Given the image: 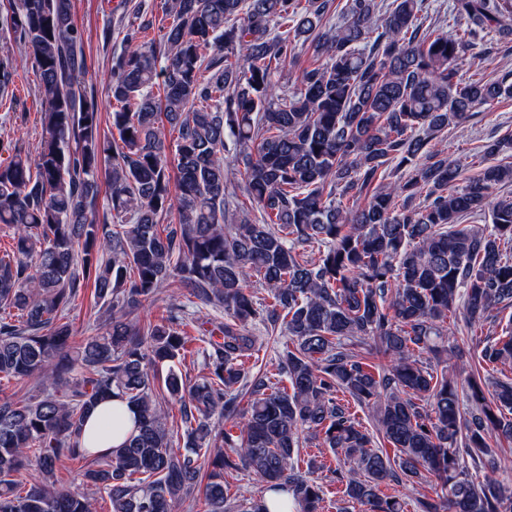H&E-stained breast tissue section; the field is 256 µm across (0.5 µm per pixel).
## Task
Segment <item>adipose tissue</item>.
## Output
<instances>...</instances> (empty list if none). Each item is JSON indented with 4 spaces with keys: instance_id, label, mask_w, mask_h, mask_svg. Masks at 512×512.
Listing matches in <instances>:
<instances>
[{
    "instance_id": "obj_1",
    "label": "adipose tissue",
    "mask_w": 512,
    "mask_h": 512,
    "mask_svg": "<svg viewBox=\"0 0 512 512\" xmlns=\"http://www.w3.org/2000/svg\"><path fill=\"white\" fill-rule=\"evenodd\" d=\"M133 411L120 399H110L97 407L86 421L82 442L95 454L122 445L134 429Z\"/></svg>"
}]
</instances>
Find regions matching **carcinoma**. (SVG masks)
<instances>
[{
	"instance_id": "carcinoma-1",
	"label": "carcinoma",
	"mask_w": 512,
	"mask_h": 512,
	"mask_svg": "<svg viewBox=\"0 0 512 512\" xmlns=\"http://www.w3.org/2000/svg\"><path fill=\"white\" fill-rule=\"evenodd\" d=\"M332 6L170 0L156 28L135 11L112 57L107 132L73 0H0V30L28 51L42 104L37 154L13 148L0 162V224L12 230L0 382L14 388L0 387V512H95L98 495L110 512H174L195 495L203 512H270L265 494L280 489L290 503L275 508L322 512L323 485L300 469L303 432L351 463L335 481L367 512H404L381 487L427 474L444 493L421 495L416 512H512L490 444L512 443V379L494 376L512 359V326L481 350L467 412L438 342L458 310L472 336L512 305V200L494 197L512 161L467 178L440 147L449 126L512 97V70L459 76L481 33L512 34V0H456L448 31L424 27L426 0H347L327 26ZM300 36L314 61L288 91L278 73ZM21 68L0 49V92ZM230 160L243 167L240 195L227 186ZM474 213L491 222L457 224ZM89 282L104 324L76 342L70 313ZM172 285L224 311L207 319L205 373L192 383L177 366L186 306L134 318ZM256 324L288 337L283 388L246 367ZM369 348L386 363H367ZM113 397L134 410L135 430L90 454L84 422ZM353 402L373 409L375 433ZM65 460L83 490L60 486ZM469 461L483 480L466 477ZM33 467L42 479L23 478ZM239 470L262 496L231 497L224 476Z\"/></svg>"
}]
</instances>
